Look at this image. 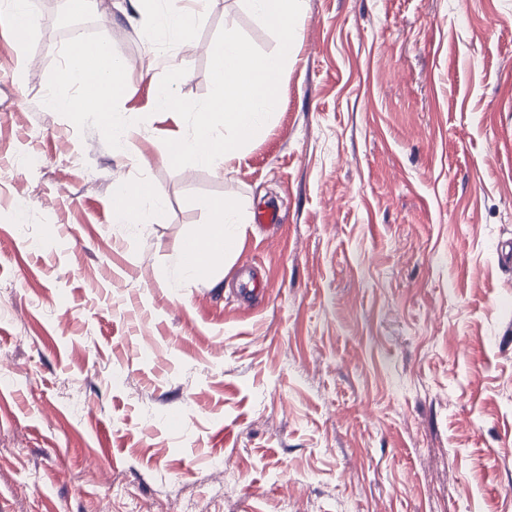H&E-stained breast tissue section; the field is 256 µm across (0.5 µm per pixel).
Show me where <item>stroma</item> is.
<instances>
[{"label":"stroma","mask_w":512,"mask_h":512,"mask_svg":"<svg viewBox=\"0 0 512 512\" xmlns=\"http://www.w3.org/2000/svg\"><path fill=\"white\" fill-rule=\"evenodd\" d=\"M53 2L22 45L0 9V512H512V0H303L267 129L223 174L167 166L187 127L151 108L130 0L78 20L125 64V153L44 106L71 45ZM224 27L278 48L211 0L178 96H207ZM118 178L164 222L113 223ZM224 196L233 262L180 280ZM247 259L272 293L245 304Z\"/></svg>","instance_id":"obj_1"}]
</instances>
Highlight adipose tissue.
Masks as SVG:
<instances>
[{"label": "adipose tissue", "mask_w": 512, "mask_h": 512, "mask_svg": "<svg viewBox=\"0 0 512 512\" xmlns=\"http://www.w3.org/2000/svg\"><path fill=\"white\" fill-rule=\"evenodd\" d=\"M142 24L153 34L147 46L151 64L168 63L166 54L169 39H177L182 45H189L193 29L203 19L209 0H136ZM100 51L107 59L104 68L86 70L76 57H69L68 63L58 76L59 91L50 93L46 99L48 108L59 112L77 111L76 97L65 94L68 86L85 89L93 87L94 95L103 108L101 117L112 132L113 144L117 150H125L130 124L119 120L115 111L118 101L129 93L123 61L115 56L108 45H101ZM210 214L208 224L194 231L189 241L203 261L199 264L180 262L182 276L189 281H210L218 274L220 264L231 262L235 246L243 235L246 222L243 210L235 201L215 198L205 204ZM165 219V206L161 193L146 183L116 181L112 203V221L116 224L136 222L158 224Z\"/></svg>", "instance_id": "1"}]
</instances>
